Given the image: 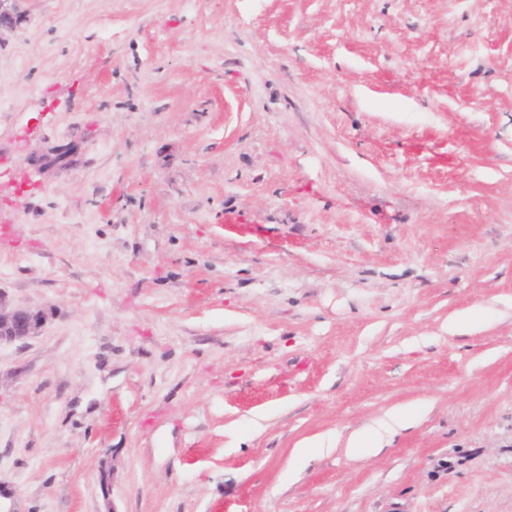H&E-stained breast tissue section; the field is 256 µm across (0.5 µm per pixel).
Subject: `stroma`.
I'll list each match as a JSON object with an SVG mask.
<instances>
[{"label":"stroma","mask_w":512,"mask_h":512,"mask_svg":"<svg viewBox=\"0 0 512 512\" xmlns=\"http://www.w3.org/2000/svg\"><path fill=\"white\" fill-rule=\"evenodd\" d=\"M0 294V512H512V0H15ZM47 315L43 309L12 307L0 294V342L21 341L38 335Z\"/></svg>","instance_id":"obj_1"}]
</instances>
